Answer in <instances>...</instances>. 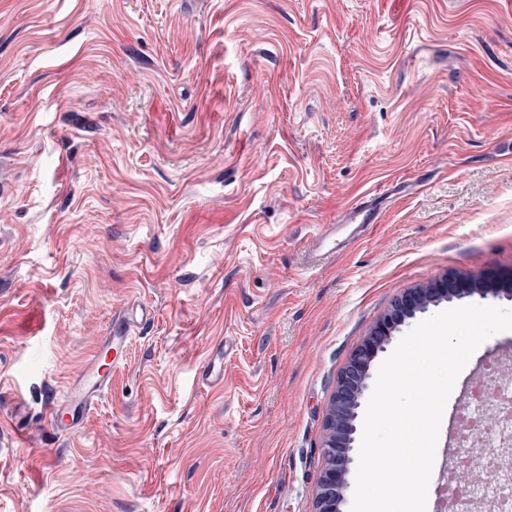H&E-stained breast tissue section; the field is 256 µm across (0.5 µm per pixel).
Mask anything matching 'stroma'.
I'll return each instance as SVG.
<instances>
[{
	"instance_id": "stroma-1",
	"label": "stroma",
	"mask_w": 512,
	"mask_h": 512,
	"mask_svg": "<svg viewBox=\"0 0 512 512\" xmlns=\"http://www.w3.org/2000/svg\"><path fill=\"white\" fill-rule=\"evenodd\" d=\"M2 154L0 512H314L336 379L393 300L454 273L487 295L429 314L512 308V0H0ZM133 302L111 393L56 439ZM493 363L512 377V334L455 382L426 512ZM377 206L371 196H362L348 205L338 224H322L310 239L309 261L312 264L323 259L334 258L362 236L368 226L377 224ZM354 225L347 235L344 226ZM151 318V310L141 304H128L112 314V325L101 336L81 374L68 383L52 406L50 424L59 436L78 432L91 411L112 386V372L126 363L132 337ZM219 362V366H217ZM202 379L207 385H219L224 382V341L212 350L207 359L205 368L201 373Z\"/></svg>"
}]
</instances>
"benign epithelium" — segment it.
Masks as SVG:
<instances>
[{
    "mask_svg": "<svg viewBox=\"0 0 512 512\" xmlns=\"http://www.w3.org/2000/svg\"><path fill=\"white\" fill-rule=\"evenodd\" d=\"M483 292L478 278L460 279L454 275L435 286L405 292L393 301L370 336L351 354L337 377L326 413L322 445L324 466L316 487V512H343L349 488L347 475L352 463L356 420L368 389L371 363L385 350L393 333L417 313L426 311L431 304Z\"/></svg>",
    "mask_w": 512,
    "mask_h": 512,
    "instance_id": "benign-epithelium-1",
    "label": "benign epithelium"
}]
</instances>
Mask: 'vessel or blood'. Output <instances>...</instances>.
<instances>
[{"label": "vessel or blood", "mask_w": 512, "mask_h": 512, "mask_svg": "<svg viewBox=\"0 0 512 512\" xmlns=\"http://www.w3.org/2000/svg\"><path fill=\"white\" fill-rule=\"evenodd\" d=\"M377 206L370 196H363L348 205L339 223L321 225L310 239L309 261L336 257L358 239L368 226L376 223ZM151 318V311L141 304H130L112 315L109 331L99 340L81 374L68 383L51 410L50 424L57 435L70 436L78 432L91 411L112 386V374L126 362L129 345L136 330ZM223 347L212 350L201 376L205 384L219 385L224 381Z\"/></svg>", "instance_id": "obj_1"}]
</instances>
